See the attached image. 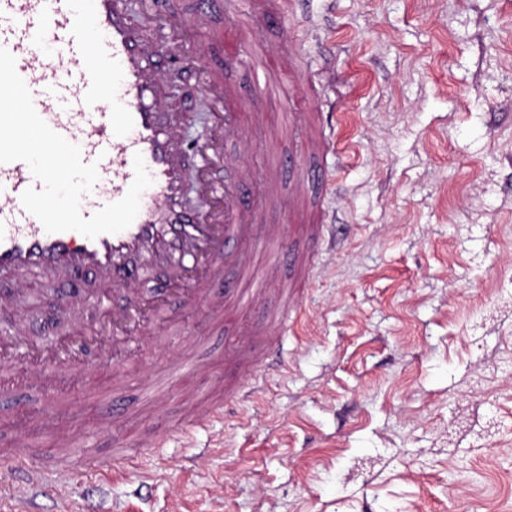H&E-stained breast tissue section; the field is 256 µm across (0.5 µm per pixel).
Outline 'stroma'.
Returning a JSON list of instances; mask_svg holds the SVG:
<instances>
[{"mask_svg":"<svg viewBox=\"0 0 512 512\" xmlns=\"http://www.w3.org/2000/svg\"><path fill=\"white\" fill-rule=\"evenodd\" d=\"M215 28L239 54L267 46L293 75L275 97L259 98L264 124L228 139L240 159L246 199L267 225L302 224L291 161L307 150V103L341 114L343 167L311 177L327 193L334 238L318 257L302 300L299 335L271 355L254 397L229 403L208 428L182 438L180 395L209 392L234 374L230 352L242 330L264 327L274 291L292 269L280 265L269 290L242 317L202 311L162 330L137 354L120 392L102 382L70 383L62 396L35 385L0 394V415L25 411L21 431L37 448L52 414L91 432L98 455L109 434L95 410L118 399L131 434H153L136 473L112 484L75 470L61 490H39L0 461L13 504L31 512H512V0H288V18L258 28L211 0ZM291 21L295 35L283 33ZM171 19L149 28L161 50L196 59L190 76L171 70L161 92L186 142L211 133L212 97L200 71L241 78L224 50L202 56ZM290 113L298 133L274 134ZM277 171L287 206L267 203ZM17 297L27 318L55 320L47 281L31 272ZM200 367L167 375L187 341ZM160 387L164 412L149 416Z\"/></svg>","mask_w":512,"mask_h":512,"instance_id":"stroma-1","label":"stroma"}]
</instances>
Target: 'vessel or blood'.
Instances as JSON below:
<instances>
[{"mask_svg": "<svg viewBox=\"0 0 512 512\" xmlns=\"http://www.w3.org/2000/svg\"><path fill=\"white\" fill-rule=\"evenodd\" d=\"M164 3L152 0L146 22L136 25L127 0H0V48L13 54L37 114L80 147L84 163L97 168V182L81 198L82 216L90 217L126 195L135 177V155H142L152 179L127 229L91 239L72 230L47 232L21 202L25 190L42 189V182L25 162L0 163V277L27 271L50 276L55 310L64 317L57 325H0V393L22 385L26 370L37 374L40 387L51 392L60 388L62 369L81 381L102 374L121 385L119 362L153 342L159 325L180 327L183 309L201 303L212 316L230 320L237 307L266 289L268 276L263 273L250 276L233 294L216 291L225 271L241 268L245 255L259 245L258 214L230 176L237 159L217 153L208 142L186 152L179 124L166 121L161 112L160 78L176 60L149 46L144 33L149 22L162 18ZM178 28L195 32L205 49L223 38L221 31L210 28L209 0H197L193 16ZM241 67L246 89L228 85L220 68L208 69L203 83L205 92L219 96L218 119L228 137L243 135L253 121L250 98L278 95L289 78L287 65L269 51L250 55ZM192 164L203 171L198 195L217 201L216 209L185 207L183 176ZM324 231L319 223L301 224L292 238L278 234L269 243L277 252H289V240H308ZM147 267L162 274L151 292L141 287ZM88 280L103 285L96 301L110 332L67 321ZM309 285L302 276L293 288L284 289L270 322L271 345H280L300 320V309L290 303ZM108 351L114 363L104 362ZM235 357L253 372L267 366L246 336ZM248 394L241 384L220 387L208 396H186L184 431L206 425L223 414L227 401ZM45 428L62 456L50 467L16 469L19 478L37 487L70 475L75 452L86 445L85 437L57 418L47 419ZM132 463V454L119 442L110 457L93 463L90 473L117 474Z\"/></svg>", "mask_w": 512, "mask_h": 512, "instance_id": "1", "label": "vessel or blood"}]
</instances>
